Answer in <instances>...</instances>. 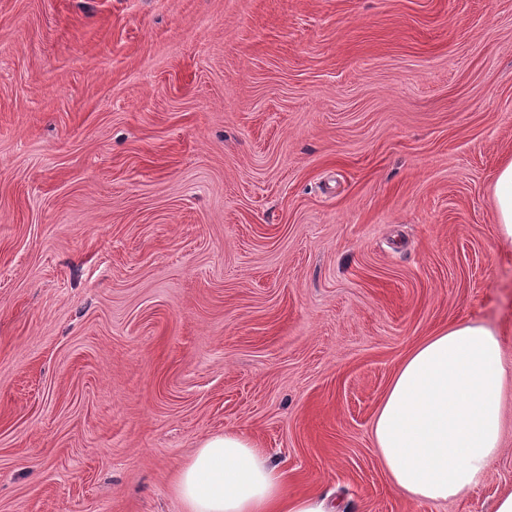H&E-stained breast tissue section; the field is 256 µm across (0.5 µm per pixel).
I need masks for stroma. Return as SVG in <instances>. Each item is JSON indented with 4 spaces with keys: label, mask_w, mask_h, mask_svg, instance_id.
<instances>
[{
    "label": "stroma",
    "mask_w": 512,
    "mask_h": 512,
    "mask_svg": "<svg viewBox=\"0 0 512 512\" xmlns=\"http://www.w3.org/2000/svg\"><path fill=\"white\" fill-rule=\"evenodd\" d=\"M512 0H0V512H183L252 438L336 512L512 490ZM500 335L503 449L409 501L397 364ZM498 233L512 244V158L499 167L494 188Z\"/></svg>",
    "instance_id": "obj_1"
}]
</instances>
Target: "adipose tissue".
Masks as SVG:
<instances>
[{"instance_id": "ef3b65f1", "label": "adipose tissue", "mask_w": 512, "mask_h": 512, "mask_svg": "<svg viewBox=\"0 0 512 512\" xmlns=\"http://www.w3.org/2000/svg\"><path fill=\"white\" fill-rule=\"evenodd\" d=\"M501 238L512 242V158L494 188ZM501 341L489 327L451 326L400 361L372 423L393 486L412 500L445 502L477 483L501 450ZM174 493L184 512H334L325 497H288L283 474L249 437L205 440L181 466Z\"/></svg>"}]
</instances>
